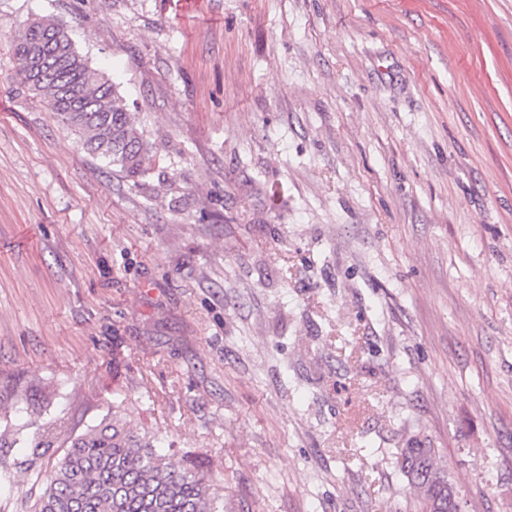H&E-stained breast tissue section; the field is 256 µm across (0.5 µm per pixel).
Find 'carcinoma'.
<instances>
[{"instance_id":"obj_1","label":"carcinoma","mask_w":512,"mask_h":512,"mask_svg":"<svg viewBox=\"0 0 512 512\" xmlns=\"http://www.w3.org/2000/svg\"><path fill=\"white\" fill-rule=\"evenodd\" d=\"M60 35L55 46L71 55L66 74L74 99L61 95L52 80L33 79L44 39ZM20 84L39 96L61 122L78 132L83 150L129 177L145 174L152 146L104 73L80 55L64 27L37 19L20 30L13 45ZM120 397L112 399V423L101 420L70 441L64 456L44 475L35 512H219L207 475L192 454L175 464L157 453L148 432L120 424ZM35 407L18 409L6 431L24 453L37 455L54 438L53 423L36 426ZM413 494V512H451L459 501L455 485L438 463L434 448H403L396 461Z\"/></svg>"}]
</instances>
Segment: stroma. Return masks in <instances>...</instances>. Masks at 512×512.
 <instances>
[{
  "instance_id": "35a3bbf8",
  "label": "stroma",
  "mask_w": 512,
  "mask_h": 512,
  "mask_svg": "<svg viewBox=\"0 0 512 512\" xmlns=\"http://www.w3.org/2000/svg\"><path fill=\"white\" fill-rule=\"evenodd\" d=\"M135 112L128 178L16 77L35 18ZM224 512H512V0H0V512L100 422ZM14 421L8 423L5 431L11 432L14 436V443L18 444L21 451L31 455L39 454L40 448H49L51 439L54 438L52 422L34 426L31 420L32 415H41L42 409L35 407L19 408ZM26 414V415H25ZM413 494V512H452L460 503L455 485L438 463L434 448H401L396 461Z\"/></svg>"
}]
</instances>
